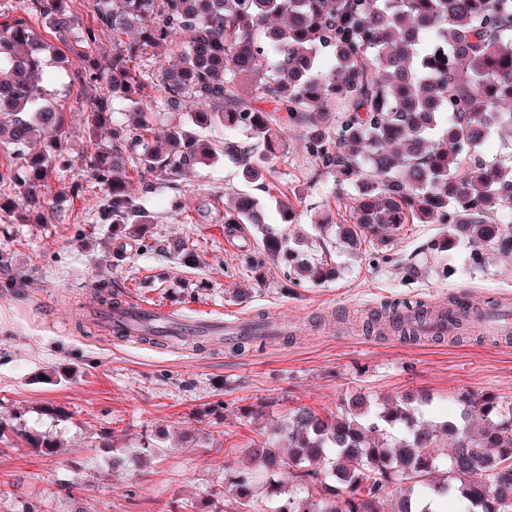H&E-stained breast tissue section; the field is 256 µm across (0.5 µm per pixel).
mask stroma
Returning <instances> with one entry per match:
<instances>
[{"label":"stroma","instance_id":"obj_1","mask_svg":"<svg viewBox=\"0 0 512 512\" xmlns=\"http://www.w3.org/2000/svg\"><path fill=\"white\" fill-rule=\"evenodd\" d=\"M57 81L68 88L53 101L70 122L71 162L52 177L42 218L0 212L8 256L0 263V420L24 414L29 432L58 448L46 456L17 437L0 442V512H177L181 503L209 512L227 468H250L248 448L294 407H331L355 392L373 400L426 392L427 418L441 421L459 414L463 390L512 401V338L409 341L366 329L392 300L512 303V253L485 252L476 266L469 245L433 250L442 225L409 224L389 258L350 254L315 220L347 217L354 195L345 191L343 208L330 209L336 184L295 130L267 176L301 197L295 223H283L277 195L220 158L174 183L156 178L145 234L113 235L99 220L102 192L85 165L89 98L69 73ZM76 181L82 193H73ZM240 193L259 198L268 224L305 257L336 266L338 279L296 288L281 265L248 269L244 256L256 246L249 225L231 232L224 222L225 202ZM175 239L196 251L197 265L168 253ZM102 283L192 320L280 316L299 330L238 352L141 343L98 326L83 334L76 322ZM246 287L251 297L238 303L235 291ZM49 406L62 407L65 419L47 415ZM144 442L149 456L113 467V448Z\"/></svg>","mask_w":512,"mask_h":512}]
</instances>
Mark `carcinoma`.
<instances>
[{"label": "carcinoma", "instance_id": "carcinoma-1", "mask_svg": "<svg viewBox=\"0 0 512 512\" xmlns=\"http://www.w3.org/2000/svg\"><path fill=\"white\" fill-rule=\"evenodd\" d=\"M66 2L26 0L24 14L0 21V153L10 157L0 187L31 209L48 205L50 177L69 164L66 113L48 90L69 53L71 79L92 93L87 167L116 236L151 223L149 177L223 156L263 182L301 128L318 170L357 194L333 225L354 253L391 251L408 224L448 225L433 249L465 241L475 265L489 249L512 252V157L479 154L496 136L512 140V0H91L94 24L77 30ZM171 54L155 79L152 64ZM117 99L130 103L125 120ZM188 104V121L152 137L151 113ZM238 128L256 152L224 138ZM104 129L106 148L96 143ZM127 166L139 187L114 177ZM224 223L252 226L251 268L284 262L299 287L336 279L265 223L255 197L234 198ZM457 401L460 418L434 423L427 398L297 407L249 449L257 466L229 477L232 509L386 512L394 494L396 512H434L448 496L461 512H512V401L470 391Z\"/></svg>", "mask_w": 512, "mask_h": 512}]
</instances>
